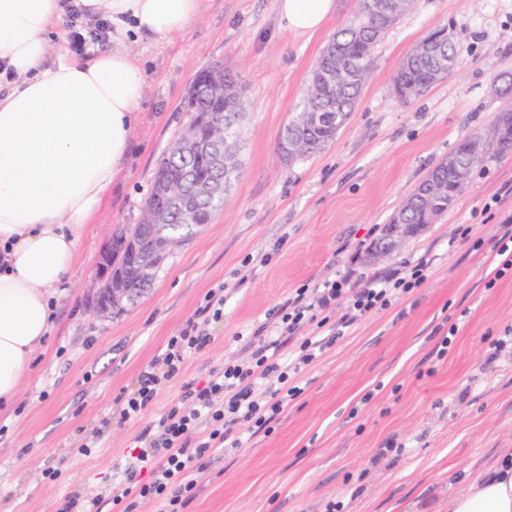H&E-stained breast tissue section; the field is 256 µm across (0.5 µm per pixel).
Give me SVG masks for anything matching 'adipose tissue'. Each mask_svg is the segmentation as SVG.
Instances as JSON below:
<instances>
[{
    "label": "adipose tissue",
    "mask_w": 512,
    "mask_h": 512,
    "mask_svg": "<svg viewBox=\"0 0 512 512\" xmlns=\"http://www.w3.org/2000/svg\"><path fill=\"white\" fill-rule=\"evenodd\" d=\"M202 2L73 0L83 19L112 23V48L80 57L67 48L62 0H0L1 406L16 403L78 240L128 157L145 88L128 35L180 33ZM335 10L336 0H278L281 19L301 34ZM448 512H512V459L451 495Z\"/></svg>",
    "instance_id": "1"
}]
</instances>
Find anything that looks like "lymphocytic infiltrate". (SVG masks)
Instances as JSON below:
<instances>
[{
  "mask_svg": "<svg viewBox=\"0 0 512 512\" xmlns=\"http://www.w3.org/2000/svg\"><path fill=\"white\" fill-rule=\"evenodd\" d=\"M428 269V262L420 260L406 272L359 288L344 275L297 288L254 332L248 361L225 362L204 387L186 385L180 401L150 420L140 435L144 449L116 469L120 492L113 503L121 505V512H138L145 500L158 504L159 512H185L196 497V473L211 458L238 448L241 429L271 433L273 422L301 394L302 372L353 325L422 287ZM223 311V298L209 294L196 317L169 339L160 357L163 373L144 372L138 389L122 400V419L147 413L162 380L178 375L208 344L207 323Z\"/></svg>",
  "mask_w": 512,
  "mask_h": 512,
  "instance_id": "obj_1",
  "label": "lymphocytic infiltrate"
}]
</instances>
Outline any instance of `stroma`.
I'll use <instances>...</instances> for the list:
<instances>
[{"label": "stroma", "mask_w": 512, "mask_h": 512, "mask_svg": "<svg viewBox=\"0 0 512 512\" xmlns=\"http://www.w3.org/2000/svg\"><path fill=\"white\" fill-rule=\"evenodd\" d=\"M336 0L308 36L281 21L277 0H204L182 33L138 35L145 90L131 151L105 204L83 232L72 283L56 303L44 347L16 404L0 411V506L9 512H113L112 467L130 457L149 418L204 383L225 360L243 359V334L302 284L342 273L380 281L418 258L423 288L373 314L301 378L269 435L243 436L237 451L199 475L189 512H324L349 495V512H448L462 483L512 455V353L490 342L512 327V278L486 288L488 246L512 219V154L488 151L467 188L434 224L373 263L368 252L401 201L474 132L491 135L500 109L491 83L512 73V0H413L375 49V68L349 123L323 152L288 163L278 139L297 112L317 57L352 9ZM463 29L455 71L417 100L399 101L393 79L405 53L442 22ZM221 63L244 89L241 174L224 208L170 256L152 288L124 311L88 308L99 252L116 226L138 223L158 160L186 121L187 88ZM469 224L484 244H459ZM224 291L210 343L163 382L145 418L116 417L117 401L201 305ZM459 332L437 359L436 327ZM375 396L368 404L366 391ZM398 460L373 463L389 438ZM98 439L83 454L81 443ZM58 471L48 481L46 471Z\"/></svg>", "instance_id": "35a3bbf8"}]
</instances>
